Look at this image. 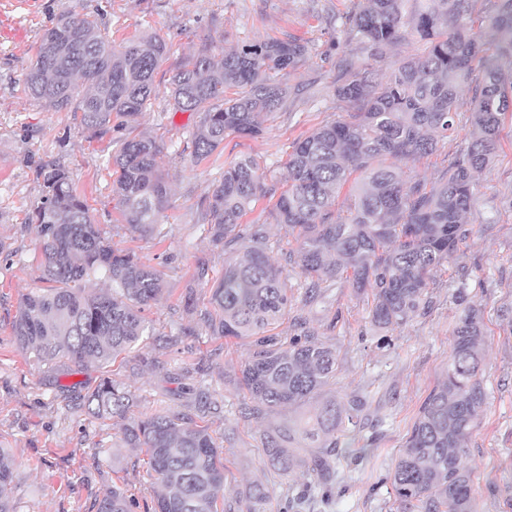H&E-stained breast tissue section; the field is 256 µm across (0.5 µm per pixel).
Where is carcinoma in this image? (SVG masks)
Segmentation results:
<instances>
[{
	"mask_svg": "<svg viewBox=\"0 0 512 512\" xmlns=\"http://www.w3.org/2000/svg\"><path fill=\"white\" fill-rule=\"evenodd\" d=\"M351 61L336 100L352 111L298 139L288 156V188L251 156L224 168L202 213L212 244L224 250V272L209 279L201 264L197 285L210 286L209 307L200 309L194 289L185 309L211 336L249 340L238 384L247 391L249 415L314 406L305 424L295 421L262 434L268 463L282 472L295 467L327 484L343 432L358 426L365 400L324 397L336 377V348L310 330L303 308L325 298L324 284L348 282L371 290L370 323L398 328L430 308L434 273L453 259L469 234L476 176L496 156L500 127L512 113V0H494L486 31L473 28L469 0H358L336 16ZM410 35L423 51L395 60L385 80L358 62L366 51L379 60ZM494 44L486 55L485 37ZM308 42L288 34L244 45L216 61L206 52L186 57L173 72L169 98L180 112L201 114L186 143L195 165L210 162L230 136L257 137L288 97L279 76L309 55ZM168 53L154 34L109 39L97 19L69 14L44 29L36 59L26 68L24 92L57 112L81 113L92 135L125 130L137 121L154 92L153 76ZM472 91L466 147L429 187L403 165L436 152L457 132L463 88ZM156 137L140 133L120 140L112 157V194L128 229L151 236L170 206L157 164ZM349 214L336 212V195L354 173ZM43 195L36 207L42 280L49 288L23 295L12 324L13 342L37 362L65 359L76 368L102 367L136 349L150 335L142 312L161 296L162 273L130 249L104 238L61 165L40 168ZM274 201L272 223L288 228L296 248L286 264L268 256L262 224L245 223L262 198ZM304 278L303 307L292 318L287 340L272 333L293 311L290 276ZM99 280L105 290L85 291ZM460 314L452 330L448 367L424 399L391 475L402 512H473L468 443L488 395L480 374L482 312L457 289ZM132 395L107 376L84 396L95 419L122 416ZM123 447L146 451L156 485L152 512H219L224 464L208 427L158 412L133 418L123 428ZM304 448L298 456L296 449ZM9 450L0 448V512H15L1 490L12 480ZM136 502L117 486L98 492L94 512H133Z\"/></svg>",
	"mask_w": 512,
	"mask_h": 512,
	"instance_id": "carcinoma-1",
	"label": "carcinoma"
}]
</instances>
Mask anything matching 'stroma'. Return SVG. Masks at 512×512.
Returning <instances> with one entry per match:
<instances>
[{
  "label": "stroma",
  "mask_w": 512,
  "mask_h": 512,
  "mask_svg": "<svg viewBox=\"0 0 512 512\" xmlns=\"http://www.w3.org/2000/svg\"><path fill=\"white\" fill-rule=\"evenodd\" d=\"M14 2L0 0V11L10 12L26 31L20 42L0 37V446L13 458L6 494L16 512H91L95 494L111 484L140 505L154 500L145 453L120 441L126 418L103 423L79 406L101 368L89 364L76 372L61 363L38 366L12 341L22 296L42 285L35 208L42 195L39 170L49 163L69 170L105 237L134 249L162 272L164 294L144 311L153 334L144 349L117 360L113 376L137 398L127 418L159 411L191 414L213 404L210 432L224 462L229 512H239L257 483L267 494L259 512H399L389 477L423 400L448 366L458 316L455 294L463 281L469 301L484 314L488 390L465 462L473 472L477 512H512V120L504 123L493 164L478 176L465 218L470 234L457 260L435 274L427 314L378 331L370 324L371 297L345 284L330 287L307 313L311 328L339 354L327 396L340 400L359 394L368 400L359 427L342 438L332 493L324 500L310 494L311 479L302 469L285 474L268 466L260 441L263 430L307 416L309 408L261 419L248 415L250 400L237 382L248 355L246 341L193 332L184 297L192 289L198 304L208 300L205 289L194 286L198 264L213 277L224 269V254L212 245L198 210L225 165L253 155L284 179L294 142L346 111L336 99V86L348 52L333 44L331 23L354 10L358 0H37L31 12ZM70 12L96 17L117 40L156 33L170 45L139 119L140 130L156 136L161 146L158 162L171 193L164 240L138 237L121 221L109 165L116 133L90 136L73 113L54 111L23 93L25 67L37 54L43 28ZM288 34L308 39L312 50L290 72L282 108L262 135L228 138L215 161L193 165L183 148L199 116L173 110L172 71L191 53L205 50L219 59L225 51ZM470 98L462 91L458 135L416 163V173L427 182H436L465 146Z\"/></svg>",
  "instance_id": "stroma-1"
}]
</instances>
